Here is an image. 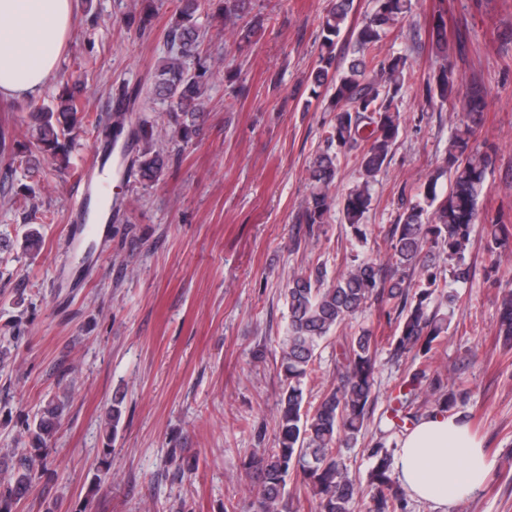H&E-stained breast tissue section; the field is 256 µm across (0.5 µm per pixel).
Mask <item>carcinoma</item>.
Listing matches in <instances>:
<instances>
[{"instance_id":"carcinoma-1","label":"carcinoma","mask_w":512,"mask_h":512,"mask_svg":"<svg viewBox=\"0 0 512 512\" xmlns=\"http://www.w3.org/2000/svg\"><path fill=\"white\" fill-rule=\"evenodd\" d=\"M200 0H178L166 29L172 55L154 72L151 95L166 102L167 127L172 137L185 144L199 134V114L204 111L209 67L202 62L203 34L197 23ZM411 0H375L358 28L349 33L351 57L339 63L335 48L343 34L352 0H332L321 22V43L315 65L307 76L311 95L330 91L327 111L333 113L324 127L326 149L308 164L309 196L296 222L315 236L330 213L339 209L354 238L362 239V223L370 210L372 190L384 173L393 146L402 131L398 102L410 78L406 58L387 51V31L411 11ZM246 0H224V27L248 41L264 26L261 13L244 25ZM430 36L439 62L425 79L426 101L445 104L462 98V116L453 122L443 164L425 181L400 188L401 212L383 239L384 251L354 256L343 271L328 279L316 265L294 275L286 284L284 299L288 323L281 337L282 387L274 417L277 447L254 455L248 469L260 488L257 512H286L283 490L286 478L302 476V485L315 500V512H352L362 496L361 483L352 475L341 449L357 442L373 403L372 387L377 337L370 327H360L341 348L337 380L322 390L315 404L306 403L305 380L314 371L316 351L336 328L372 302L381 305L387 322L395 324L390 338L392 358L411 360L408 371L390 400L392 428L415 421L423 409L448 412L466 398L461 385L431 367V360L448 335L451 310L458 297L453 285L474 277L467 251L475 225H482L485 251L502 261L512 246V228L497 218L481 216L478 204L487 191L490 155L475 144L476 130L484 120L489 91L481 84L466 86L446 52V24L442 13L433 15ZM87 83L81 79L65 87L47 105L33 99L25 120L26 134L40 154L61 164L70 155L80 133L92 128L100 134H117L132 111V95L126 84L112 87L115 112L112 126L101 119L89 120L86 112ZM135 135L140 148L134 160L136 173L145 184L162 179L169 157L156 148L161 132L153 123L137 121ZM354 163L358 181L341 196L333 194L341 164ZM448 177V190L438 189ZM499 335L512 342V286L502 295ZM69 407L58 396L46 400L38 419L25 424L28 448L8 472L0 471V512H16L20 501L36 484L49 447ZM122 402L115 400L106 421V448L99 465L112 454V437L122 421ZM373 466L368 512H406L407 499L392 474L391 453L378 441L370 449Z\"/></svg>"}]
</instances>
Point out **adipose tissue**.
<instances>
[{
	"label": "adipose tissue",
	"instance_id": "ef3b65f1",
	"mask_svg": "<svg viewBox=\"0 0 512 512\" xmlns=\"http://www.w3.org/2000/svg\"><path fill=\"white\" fill-rule=\"evenodd\" d=\"M74 0H0V97L39 94L60 64ZM399 477L415 497L442 505L473 495L491 463L467 424L434 412L401 442Z\"/></svg>",
	"mask_w": 512,
	"mask_h": 512
}]
</instances>
